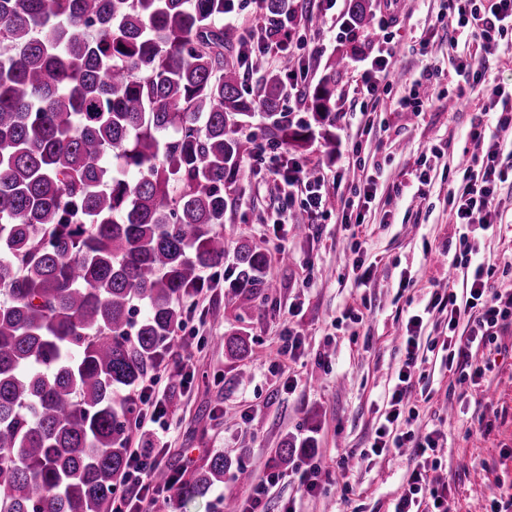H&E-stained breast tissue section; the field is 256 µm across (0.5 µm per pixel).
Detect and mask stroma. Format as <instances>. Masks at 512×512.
Listing matches in <instances>:
<instances>
[{
    "label": "stroma",
    "mask_w": 512,
    "mask_h": 512,
    "mask_svg": "<svg viewBox=\"0 0 512 512\" xmlns=\"http://www.w3.org/2000/svg\"><path fill=\"white\" fill-rule=\"evenodd\" d=\"M402 27L392 37L402 75L381 108L352 111L359 71L336 78V153L326 158L313 142L300 161L320 168L337 209L307 234L277 223L284 148L269 147L264 162L246 156L236 191L227 201L221 231L228 245L249 240L271 255L267 269L277 286L245 316L226 310L222 323L208 312L224 304L227 267L205 272L207 286L183 301L184 333L191 336L187 381L157 375L156 392L167 411L163 441L142 444L152 422L138 427L133 448L161 451L165 467L186 476L214 453L232 466L253 470L255 479L276 473L269 512H389L407 487L413 448L382 459L372 450L388 390L402 366L403 327L422 315L419 391L428 395L421 423L448 435L433 477L447 483L455 512H512V326L492 352L494 363L480 384L449 373L442 363L443 327L426 313L431 289L461 288L448 264L459 254V232L448 210V171L464 155L477 153L466 130L477 112L491 108L492 85L465 82L448 71L443 0H398ZM298 59L310 81L325 75L326 62L348 46L335 30L313 33L296 26ZM428 40L429 54L419 43ZM430 75L434 105L414 112L401 108L414 81ZM374 176L375 199L361 211L364 224L351 234L341 202L366 176ZM497 224L480 240V252L495 286L512 284V185L502 184ZM377 265L375 277L357 286L354 256ZM244 326L252 341L242 361L224 353L222 337ZM299 331L297 357L284 354L289 330ZM292 440L295 451L278 462L276 450ZM316 472L319 489L308 495L301 477ZM225 474L222 485L188 502L172 499L164 512H224L223 499L244 496Z\"/></svg>",
    "instance_id": "stroma-1"
}]
</instances>
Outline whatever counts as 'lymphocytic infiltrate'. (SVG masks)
Listing matches in <instances>:
<instances>
[{
	"instance_id": "1",
	"label": "lymphocytic infiltrate",
	"mask_w": 512,
	"mask_h": 512,
	"mask_svg": "<svg viewBox=\"0 0 512 512\" xmlns=\"http://www.w3.org/2000/svg\"><path fill=\"white\" fill-rule=\"evenodd\" d=\"M446 13L449 47H457L463 39L472 40L480 43L485 53L491 54L498 50L502 40L512 35V0H448ZM393 58L390 48L380 49L370 67L363 70L356 87L361 111H376L388 94L392 86ZM493 93L501 105L496 136H488V125L484 121L471 122L468 139L486 142L487 149L482 156L471 157L457 166L448 183L449 211L462 228L459 242L463 258L452 263L453 268L462 273V290L456 293L437 288L431 296L432 308L448 316V336L443 347L448 353L449 370H469L474 379L481 378L492 364L474 362L473 349L491 345L498 330L512 322V291H502L490 284V269L480 261L474 238L476 231L493 228L499 207L497 189L512 179V163L503 162L497 139L498 133L512 128V87L497 84ZM282 181L285 193L301 194V208L308 216L329 214V196L322 176L309 175L299 161L292 159ZM421 328L420 316L408 319L403 338L404 362L372 444L378 456L388 455L391 449L402 447L406 442L414 444L416 463L409 487L395 503L393 512H417L425 505L434 512L449 509L444 489L435 485L429 476L430 459L445 447L448 438L435 429L419 436L413 427L419 416L415 369ZM161 467L160 455L131 452L124 486L112 499V512H151L157 503L171 500L179 484L174 481L158 486L153 474Z\"/></svg>"
}]
</instances>
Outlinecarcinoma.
<instances>
[{"label": "carcinoma", "mask_w": 512, "mask_h": 512, "mask_svg": "<svg viewBox=\"0 0 512 512\" xmlns=\"http://www.w3.org/2000/svg\"><path fill=\"white\" fill-rule=\"evenodd\" d=\"M232 0H0V512H103L128 465L133 398L177 347L182 301L231 259L224 306L269 298L268 252L228 249L244 130L258 118L294 155L336 151V75L306 86L309 119L282 111L284 76L224 26ZM369 0H351L352 29ZM280 46L293 0H260ZM229 55H224V51ZM262 72L243 90L242 68ZM144 314L137 316L139 307ZM243 360L249 335H224ZM211 456L181 484L190 501L224 483Z\"/></svg>", "instance_id": "cac0c4a2"}]
</instances>
